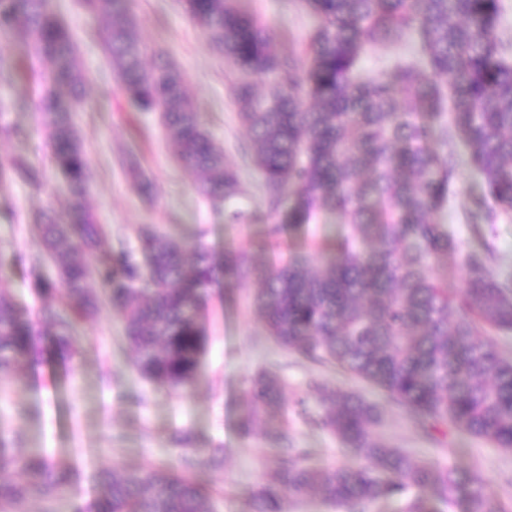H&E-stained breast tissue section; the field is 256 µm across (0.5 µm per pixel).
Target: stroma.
<instances>
[{
  "label": "stroma",
  "instance_id": "stroma-1",
  "mask_svg": "<svg viewBox=\"0 0 512 512\" xmlns=\"http://www.w3.org/2000/svg\"><path fill=\"white\" fill-rule=\"evenodd\" d=\"M243 9L266 19L276 32L274 48L282 55L300 53L313 17L298 0H240ZM60 18L77 29L79 62L89 81V100L76 113L90 180L89 202L112 233L113 248L131 247L141 225L151 224L178 242L204 232L216 250L243 248L268 265L287 261L294 251L326 249L339 232L331 220L285 231L277 245H263L262 227L227 223L223 205L197 192L193 173L175 162L156 115L133 111L116 88L112 71L95 35L99 20L87 15L80 0H52ZM142 37L153 53L179 67L187 79L200 120L224 148V160L235 166L244 189L235 206L245 212L261 209L264 190L245 147L249 135L230 96L234 72L213 51L178 0H133ZM41 78L0 85L9 105L0 112V126L20 127L23 139L0 135V159L23 156L43 177L41 187L17 179L0 181V254L11 263L0 286L32 310L49 305L61 310L63 299L32 294L28 256L38 250L35 224L41 213L61 210L67 199L64 179L51 167L50 147L36 122L34 101ZM134 153L155 181L154 201L142 199L120 159ZM480 179L468 162H461L443 221L461 249L484 238L495 250L500 270L512 278V217L474 232L466 220ZM251 285L214 291L208 310V349L199 366V380L188 391H165L141 379L133 369V353L120 318L100 305L81 321L76 336L81 353L68 363L50 353L24 360L18 379L0 380V433L21 436L18 452L54 457L71 473V483L54 512H74L94 495L96 476L119 465L129 470L164 468L184 471L181 440L191 436L199 471L213 491L215 512H246L248 495L266 484L276 467L274 453L261 431L243 434V392L252 377L277 373L286 397L302 391L310 375L330 388L354 390L375 402L380 423L373 434L415 456L479 473L486 491L512 503V449L495 447L486 439L448 432L425 436L412 415L380 389L351 378L330 364H317L284 350L268 334L251 301ZM285 426L297 447L310 451L308 463L324 468L352 462L330 433L283 408L271 419Z\"/></svg>",
  "mask_w": 512,
  "mask_h": 512
}]
</instances>
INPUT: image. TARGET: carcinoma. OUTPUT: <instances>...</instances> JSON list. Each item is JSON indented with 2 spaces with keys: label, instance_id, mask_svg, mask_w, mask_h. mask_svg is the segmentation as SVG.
I'll return each instance as SVG.
<instances>
[{
  "label": "carcinoma",
  "instance_id": "cac0c4a2",
  "mask_svg": "<svg viewBox=\"0 0 512 512\" xmlns=\"http://www.w3.org/2000/svg\"><path fill=\"white\" fill-rule=\"evenodd\" d=\"M317 20L301 54L278 55L275 31L237 0H181L209 44L237 72L231 96L249 131L251 161L266 194V212L233 210L231 223L264 225L267 241L286 229L332 216L342 225L336 254L294 252L288 263L267 266L246 250L219 254L203 237L181 245L154 226L137 231V245L112 248L107 225L87 200V159L72 113L84 104L87 78L78 36L49 0H0V32L24 41L30 63L42 70L38 112L51 162L66 179V211L42 216L39 266L48 258L56 276L37 274L34 293H59L66 311L32 314L0 290V378H12L21 359L40 352L41 327H53L57 355L80 353L75 324L101 302L123 320L139 374L164 390H188L198 381L207 350L202 321L216 288L256 281L253 304L270 336L284 349L374 383L406 407L426 430L453 429L512 448V359L491 339L512 334V279L495 269L492 247L460 253L448 225L458 165L456 141L483 193L468 213L473 225L496 224L512 214V42L499 34L501 0H303ZM104 21L101 39L115 82L139 112L158 116L174 159L197 175L198 193L212 203L242 194L238 171L202 125L179 68L146 62L131 0H82ZM413 38L411 59L377 76L360 69L362 55L384 42ZM22 62L0 49V83L23 78ZM268 80L271 92L255 91ZM138 194L152 198L154 182L128 154L124 160ZM41 185L20 158L0 160V179ZM461 254L464 288L448 292L434 274L441 258ZM321 387L312 377L295 400L306 423L334 434L367 464L314 469L281 427L267 438L276 450L273 480L254 491L247 512H282L281 496L316 492L342 512L411 490L464 512H512L486 494L482 479L463 475L377 442L376 406L343 389L310 404ZM240 428L281 409L282 380L263 373L244 395ZM0 512L25 499L51 503L69 474L45 455L21 457L0 436ZM79 512H213L210 493L196 476L158 468L102 473L95 495Z\"/></svg>",
  "mask_w": 512,
  "mask_h": 512
}]
</instances>
